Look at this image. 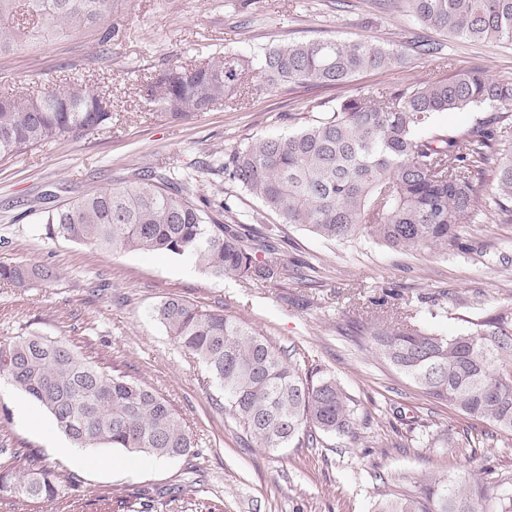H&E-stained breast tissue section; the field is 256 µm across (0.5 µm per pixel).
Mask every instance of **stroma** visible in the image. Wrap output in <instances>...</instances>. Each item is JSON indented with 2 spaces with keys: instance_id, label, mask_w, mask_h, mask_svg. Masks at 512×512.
I'll return each mask as SVG.
<instances>
[{
  "instance_id": "1",
  "label": "stroma",
  "mask_w": 512,
  "mask_h": 512,
  "mask_svg": "<svg viewBox=\"0 0 512 512\" xmlns=\"http://www.w3.org/2000/svg\"><path fill=\"white\" fill-rule=\"evenodd\" d=\"M122 42L107 62H91L99 31L27 41L0 58V93L81 81L112 97L111 128L64 138L0 162V264L46 266L49 281L0 285V341L37 334L67 340L107 370L145 383L189 426L195 455L142 458L134 470H104L113 449L71 448L50 417L35 429L23 409L39 404L0 381V445L40 455L64 482L77 512H372L382 479L454 474L484 478L512 470V440L415 388L356 342L359 323L412 314L418 327L445 336L467 320L512 307V221L465 224L463 250L402 252L360 240L330 244L298 227L279 248L287 279L248 285L209 276L180 257L114 249L61 237L40 224L46 193L76 199L141 167L183 168L212 162L257 138L299 130L336 101L372 86L403 87L479 66L512 80V45L444 38L447 65L417 56L341 86L266 90L172 122L138 93L141 79L175 59L197 64L227 52L250 55L291 40L368 38L403 43L421 35L415 19L385 0H114ZM211 203L230 199L241 215L262 212L222 172L198 185ZM177 295L220 308L263 333L302 369L332 375L353 398L355 437L321 436L317 445L267 450L248 446L224 410L204 366L182 352L155 319ZM486 447L462 449L464 435ZM70 455H63V448Z\"/></svg>"
}]
</instances>
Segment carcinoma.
Masks as SVG:
<instances>
[{
  "instance_id": "carcinoma-1",
  "label": "carcinoma",
  "mask_w": 512,
  "mask_h": 512,
  "mask_svg": "<svg viewBox=\"0 0 512 512\" xmlns=\"http://www.w3.org/2000/svg\"><path fill=\"white\" fill-rule=\"evenodd\" d=\"M422 26L478 41L512 44V0H390ZM26 18L28 30L14 23ZM112 0H0V56L35 33L99 28L100 61L120 41L109 22ZM426 61L444 45L415 39ZM402 50L371 40H295L253 55L231 53L202 67L167 64L140 86V96L178 120L252 90L293 84L341 85L389 69ZM489 112L455 133L424 134L443 112ZM112 125V100L81 83L44 92L0 95V160L22 156L64 137L74 140ZM217 167L259 200L279 223L266 233L231 215L224 223L197 196L195 170L142 169L107 188L41 212L46 234L105 251L128 249L186 257L208 275L275 283L287 269L277 237L296 226L331 243L370 239L397 251L446 253L462 224L495 215L512 218V81L482 68L404 87H373L346 97L288 136L260 138L232 150ZM496 181H482L489 169ZM46 268L0 265V283L22 287L48 279ZM167 334L202 362L254 447L314 446L321 435L353 436V400L332 377L304 373L264 335L224 313L178 296L154 311ZM359 338L376 358L422 393L467 416L512 433V308L469 321L442 336L370 319ZM0 378L36 400L78 448H118L134 457L187 455L193 435L166 399L145 383L110 374L61 340L16 336L0 341ZM23 467L0 471V499L42 501L61 510L74 503L52 470L35 456L0 448ZM499 493L465 478L390 481L373 512H512V471L497 474Z\"/></svg>"
}]
</instances>
